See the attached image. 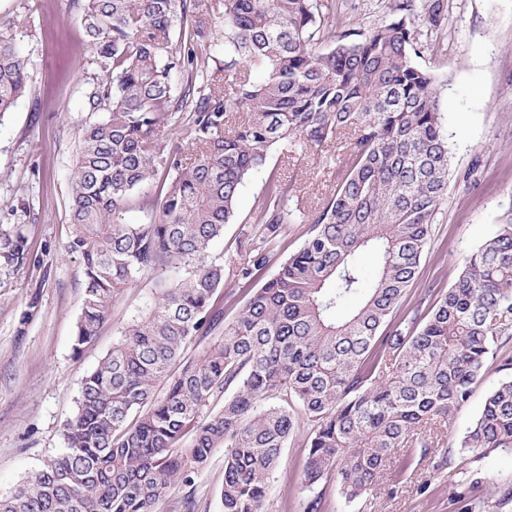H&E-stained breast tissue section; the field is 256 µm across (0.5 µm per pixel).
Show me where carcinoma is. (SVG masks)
<instances>
[{
  "instance_id": "obj_1",
  "label": "carcinoma",
  "mask_w": 512,
  "mask_h": 512,
  "mask_svg": "<svg viewBox=\"0 0 512 512\" xmlns=\"http://www.w3.org/2000/svg\"><path fill=\"white\" fill-rule=\"evenodd\" d=\"M198 0H86L80 23L105 78L86 92L99 117L81 128L70 173L68 248L83 262L74 354L111 319L124 293L153 276L120 336L82 377L64 448L0 512H157L175 482L193 486L224 449V512H267L271 476L297 428L311 422L304 480L336 472L351 503L379 485L389 454L418 448L468 401L487 362L512 369V204L427 309L388 322L415 281L433 216L448 190L450 152L436 78L419 67L414 0L366 30H326L320 0H224V60L196 18ZM179 29L183 50L172 47ZM30 60L0 24V118L28 89ZM181 77L175 83V77ZM192 113V151L166 149L176 112ZM343 145L334 193L311 215L270 184L259 223L310 224L303 247L255 289L234 320L215 310L224 237L244 180L277 144L296 152ZM167 173L159 209L124 221L133 194ZM371 253L365 282L357 254ZM27 240L0 239L20 267ZM358 305L344 311L347 301ZM206 349L186 357L193 342ZM222 407L205 417L216 400ZM512 449V379L486 396L464 452Z\"/></svg>"
}]
</instances>
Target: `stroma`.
<instances>
[{"label":"stroma","mask_w":512,"mask_h":512,"mask_svg":"<svg viewBox=\"0 0 512 512\" xmlns=\"http://www.w3.org/2000/svg\"><path fill=\"white\" fill-rule=\"evenodd\" d=\"M436 0H415L409 20L429 30L417 65L442 85L441 122L451 164L448 194L434 215L432 231L413 286L391 316L399 321L420 310L426 288L444 294L465 258L491 237L512 203V0H437L441 24L427 27ZM84 0H0V19L10 23L20 50L32 62L27 92L0 122V235L22 233L29 257L22 267L0 260V497L15 490L63 448L62 428L77 411L81 377L92 371L119 335L108 321L81 354L72 350L81 310V258L67 249L69 173L82 125L92 121L86 91L102 78L93 47L83 40ZM325 26L370 29L393 18V0H329ZM336 149L327 145L300 157L275 147L264 167L240 190L236 213L212 247L224 260V287L216 303L233 319L248 297L238 267L262 251V278H270L306 239L307 224L281 225L265 234L255 217L271 180L287 185V208L311 213L335 189ZM512 369L489 364L469 401L441 428L427 456L408 463L405 449L391 452L372 495L337 506L339 482L320 486L327 512H512V451L497 450L476 462L461 453L467 427ZM309 446L306 429L289 438L272 484L269 512H304L311 495L304 483ZM452 456V469L439 468ZM477 475L478 492L461 484ZM224 451L214 449L196 480L193 512H223L220 488Z\"/></svg>","instance_id":"1"}]
</instances>
